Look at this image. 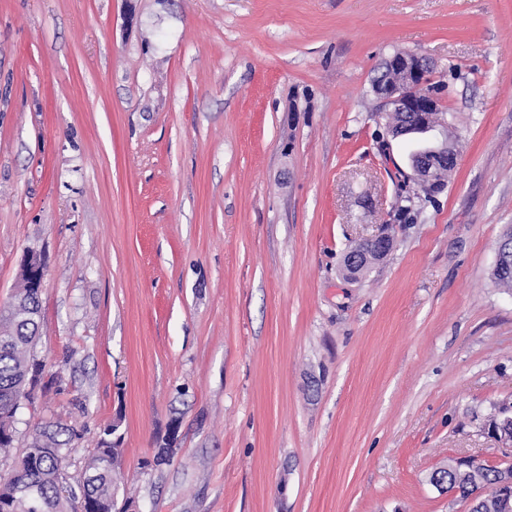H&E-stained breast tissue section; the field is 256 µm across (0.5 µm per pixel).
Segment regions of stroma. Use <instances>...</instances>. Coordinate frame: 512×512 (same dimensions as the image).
Segmentation results:
<instances>
[{
	"label": "stroma",
	"instance_id": "1",
	"mask_svg": "<svg viewBox=\"0 0 512 512\" xmlns=\"http://www.w3.org/2000/svg\"><path fill=\"white\" fill-rule=\"evenodd\" d=\"M396 52L458 127L432 196L372 91ZM508 224L512 0H0V308L45 264L15 447L83 428L73 482L118 423L137 512H468L429 478L504 455ZM388 243V248L386 250H381L380 245ZM391 248V240L387 234L383 231L378 234H374L371 236H365L354 240L351 243V246L347 249L344 264L349 268H352L350 272L354 273L350 279H357L360 274L355 273V269L359 265H364L368 257L375 253L378 260L384 258ZM354 269V270H353Z\"/></svg>",
	"mask_w": 512,
	"mask_h": 512
}]
</instances>
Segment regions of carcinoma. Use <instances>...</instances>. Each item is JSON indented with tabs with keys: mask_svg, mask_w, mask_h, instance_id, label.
<instances>
[{
	"mask_svg": "<svg viewBox=\"0 0 512 512\" xmlns=\"http://www.w3.org/2000/svg\"><path fill=\"white\" fill-rule=\"evenodd\" d=\"M495 284L512 291V265L492 271ZM41 291L19 286L15 299L22 311L10 307L0 309V430L16 425L17 413L12 395L23 387L31 352L37 340L38 322L27 318L40 311ZM82 433L74 427L51 422L34 428L25 453L15 462L12 474L5 480L11 512H78V508L96 506V512H112L115 491L112 467L104 465L107 457L117 462L112 442H98L86 466L84 476L71 485L65 474V462ZM440 481L448 489H458L468 496L472 488L485 486L489 492L477 498L471 512H502L501 498L512 495L511 486H499L502 473L497 466H486L478 474L453 463L432 473L430 482Z\"/></svg>",
	"mask_w": 512,
	"mask_h": 512,
	"instance_id": "1",
	"label": "carcinoma"
}]
</instances>
